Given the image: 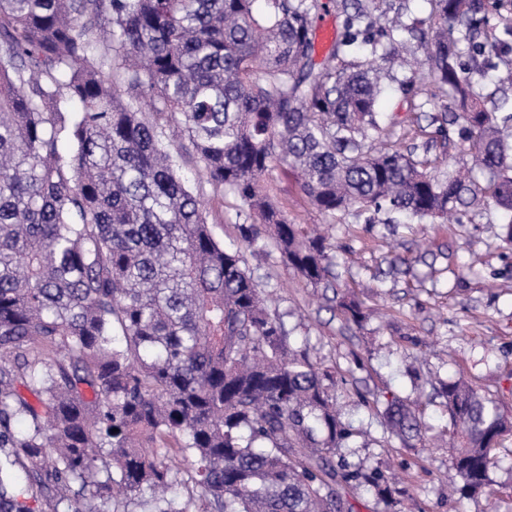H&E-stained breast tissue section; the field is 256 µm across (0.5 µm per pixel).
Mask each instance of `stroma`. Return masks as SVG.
Masks as SVG:
<instances>
[{"label":"stroma","instance_id":"35a3bbf8","mask_svg":"<svg viewBox=\"0 0 512 512\" xmlns=\"http://www.w3.org/2000/svg\"><path fill=\"white\" fill-rule=\"evenodd\" d=\"M411 100L390 83L380 104L404 145ZM269 186L293 223L306 229L323 223L292 177L274 173ZM328 232L333 288L295 277L275 251L248 263L267 285L270 308L284 316L289 346L345 376L337 406L361 431L351 442V462L386 471L412 512H512V438L492 452L491 495L452 498L450 456L441 445L450 422L442 406L424 409L432 443L420 454L389 437L358 400L428 395L436 379L463 374L512 414V244L501 239L500 217L470 210L449 224L369 227L340 214ZM342 299L380 315L364 328L348 326L336 308Z\"/></svg>","mask_w":512,"mask_h":512}]
</instances>
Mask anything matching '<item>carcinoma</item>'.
Returning <instances> with one entry per match:
<instances>
[{
    "instance_id": "obj_1",
    "label": "carcinoma",
    "mask_w": 512,
    "mask_h": 512,
    "mask_svg": "<svg viewBox=\"0 0 512 512\" xmlns=\"http://www.w3.org/2000/svg\"><path fill=\"white\" fill-rule=\"evenodd\" d=\"M410 2L333 0L342 31L318 58L325 0H0V512H187L174 485L195 512H352L359 487L395 504L382 470L336 457L358 434L336 372L289 348L242 248L330 287L329 238L265 188L278 170L326 217L512 215V66L493 62L506 40H478L485 0H429L435 34L399 85L427 81L455 113L415 110L435 131L387 141ZM455 136L472 162L442 174L431 150ZM205 184L239 202L242 246L213 236ZM441 396L448 482L478 495L512 418L463 378ZM364 404L426 447L421 401Z\"/></svg>"
}]
</instances>
